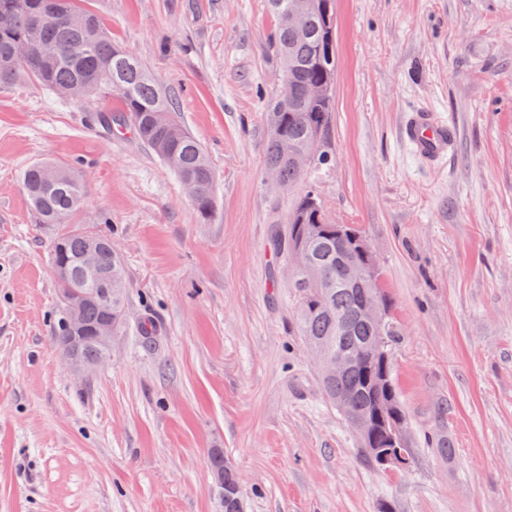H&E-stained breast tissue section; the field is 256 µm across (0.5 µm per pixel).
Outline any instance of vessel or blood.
I'll list each match as a JSON object with an SVG mask.
<instances>
[{
    "instance_id": "b4317fda",
    "label": "vessel or blood",
    "mask_w": 512,
    "mask_h": 512,
    "mask_svg": "<svg viewBox=\"0 0 512 512\" xmlns=\"http://www.w3.org/2000/svg\"><path fill=\"white\" fill-rule=\"evenodd\" d=\"M401 135L419 160L433 166L451 152L455 129L436 112L418 109L406 115L401 126Z\"/></svg>"
}]
</instances>
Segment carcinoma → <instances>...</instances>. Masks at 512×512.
I'll return each instance as SVG.
<instances>
[{
    "mask_svg": "<svg viewBox=\"0 0 512 512\" xmlns=\"http://www.w3.org/2000/svg\"><path fill=\"white\" fill-rule=\"evenodd\" d=\"M81 0H0V85L22 78L36 81L55 92L74 87L86 80L96 83L94 94L103 101L96 120L121 132L134 131L180 181L195 184L192 199L200 221L208 223L214 213L215 172L210 159L196 138L179 120L175 103L157 86L152 76L126 49L112 41V33L94 12L80 6ZM276 19L271 41L280 60L283 88L266 105L263 113L268 131L265 149L266 170L273 173L284 189L303 180L306 168L295 155L309 148L311 140L329 134L332 98L312 101L304 95L311 83L332 84L336 79V38H328L325 13L336 20L334 0H308L301 27L290 25L297 0H267ZM84 15L81 26H73L66 15ZM30 48L26 62L8 64L15 46ZM118 85L124 94L112 111L109 86ZM23 185L30 205L41 224H67L51 243L52 265L67 264L77 274L79 286L90 294L80 310L86 326L95 325L102 310L99 294L107 282L83 278L82 258L94 240L101 244L100 266L112 271V319L115 329L123 327L128 298V283L121 255L112 250V236L81 225H74L82 186L72 171L54 162L30 166L23 174ZM273 245L283 255L299 246L306 252V263L289 277L297 292V323L300 336L308 345L322 347L326 354L349 358L350 370L341 378L321 375L328 399L345 421L355 418L379 423L372 444L362 443L367 458L377 460L371 445L384 448L389 443L393 418L405 419L398 405L391 377V366L372 357L377 337L392 347L399 335L392 308L383 296L385 318L377 327L363 319L360 304L370 289L345 280L346 266L360 260L357 243L336 237V225L320 211L317 196L305 192L288 213L285 233L274 234ZM64 308L57 309L51 335L56 346L69 342L63 327ZM105 348L95 342L81 345L80 357L87 364L97 363ZM210 467L224 475V512H243L236 507L234 489L239 484L236 471L215 450Z\"/></svg>",
    "mask_w": 512,
    "mask_h": 512,
    "instance_id": "1",
    "label": "carcinoma"
}]
</instances>
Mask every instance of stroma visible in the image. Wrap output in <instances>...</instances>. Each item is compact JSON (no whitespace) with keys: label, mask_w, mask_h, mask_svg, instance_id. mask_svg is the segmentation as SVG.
Instances as JSON below:
<instances>
[{"label":"stroma","mask_w":512,"mask_h":512,"mask_svg":"<svg viewBox=\"0 0 512 512\" xmlns=\"http://www.w3.org/2000/svg\"><path fill=\"white\" fill-rule=\"evenodd\" d=\"M87 5L176 98L215 212L200 223L146 145L94 125L99 100L0 87V512H219L216 448L244 512H512V0H336L334 162L287 192L263 162L283 83L266 0ZM417 108L456 129L440 168L400 136ZM38 160L72 168L76 223L112 232L127 273L89 377L52 341L59 227L22 184ZM310 189L377 256L407 467L366 460L297 334L271 238Z\"/></svg>","instance_id":"stroma-1"}]
</instances>
